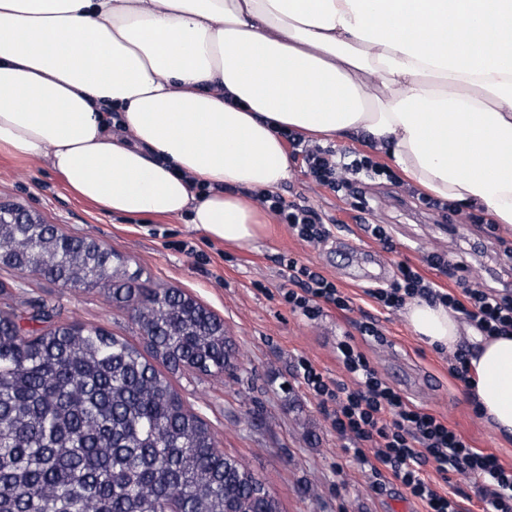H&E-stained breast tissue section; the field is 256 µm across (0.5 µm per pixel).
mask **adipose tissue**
Instances as JSON below:
<instances>
[{
  "instance_id": "obj_1",
  "label": "adipose tissue",
  "mask_w": 512,
  "mask_h": 512,
  "mask_svg": "<svg viewBox=\"0 0 512 512\" xmlns=\"http://www.w3.org/2000/svg\"><path fill=\"white\" fill-rule=\"evenodd\" d=\"M285 129L359 141L511 226L512 0H0V149L48 156L102 211L248 248ZM404 316L463 340L445 306ZM476 342L473 392L512 440V332Z\"/></svg>"
}]
</instances>
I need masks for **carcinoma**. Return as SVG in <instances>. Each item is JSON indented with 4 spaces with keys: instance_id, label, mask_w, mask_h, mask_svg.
Here are the masks:
<instances>
[{
    "instance_id": "obj_1",
    "label": "carcinoma",
    "mask_w": 512,
    "mask_h": 512,
    "mask_svg": "<svg viewBox=\"0 0 512 512\" xmlns=\"http://www.w3.org/2000/svg\"><path fill=\"white\" fill-rule=\"evenodd\" d=\"M0 264L136 306L150 354L43 302L0 303V512H279L150 362L224 372L220 318L15 204H0Z\"/></svg>"
}]
</instances>
